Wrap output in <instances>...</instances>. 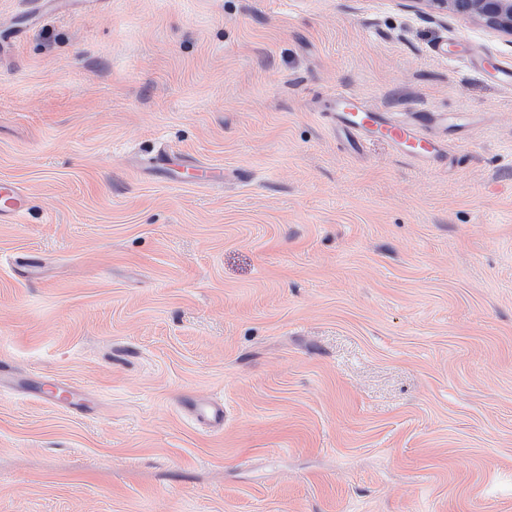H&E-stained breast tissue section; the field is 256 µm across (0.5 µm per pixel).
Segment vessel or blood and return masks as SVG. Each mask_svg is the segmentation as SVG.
<instances>
[{"label": "vessel or blood", "instance_id": "vessel-or-blood-1", "mask_svg": "<svg viewBox=\"0 0 512 512\" xmlns=\"http://www.w3.org/2000/svg\"><path fill=\"white\" fill-rule=\"evenodd\" d=\"M332 99L336 105V130L349 141L352 149H360L369 133H380L395 148L407 149L409 154L425 160L438 153L439 141L426 137L414 124L392 121L385 110L346 90L336 91ZM27 207L26 195L10 182H0V221L20 218ZM185 407L197 420L212 426L224 424L223 406L206 400L186 401Z\"/></svg>", "mask_w": 512, "mask_h": 512}]
</instances>
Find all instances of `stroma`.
Wrapping results in <instances>:
<instances>
[{"label":"stroma","instance_id":"35a3bbf8","mask_svg":"<svg viewBox=\"0 0 512 512\" xmlns=\"http://www.w3.org/2000/svg\"><path fill=\"white\" fill-rule=\"evenodd\" d=\"M25 10L0 0L28 197L0 222V512H512V89L479 66L512 40L406 0ZM339 88L447 155L351 152ZM185 408L198 421L206 422L214 427L224 425V407L206 400L185 401Z\"/></svg>","mask_w":512,"mask_h":512}]
</instances>
